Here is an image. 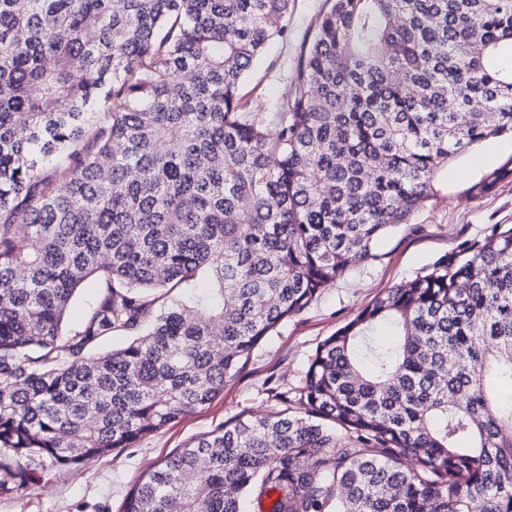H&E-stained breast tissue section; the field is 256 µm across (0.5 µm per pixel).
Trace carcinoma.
I'll use <instances>...</instances> for the list:
<instances>
[{"mask_svg": "<svg viewBox=\"0 0 512 512\" xmlns=\"http://www.w3.org/2000/svg\"><path fill=\"white\" fill-rule=\"evenodd\" d=\"M291 2L0 0V493L211 404L449 160L512 131V0H325L291 96L245 111ZM204 276L215 299L169 304ZM274 398L121 512H247L255 490L272 512H512V225L376 297ZM104 292L103 282L97 277L88 279L78 290L74 303L64 322L66 331L77 329L100 301Z\"/></svg>", "mask_w": 512, "mask_h": 512, "instance_id": "cac0c4a2", "label": "carcinoma"}]
</instances>
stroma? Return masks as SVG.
<instances>
[{
	"label": "stroma",
	"instance_id": "1",
	"mask_svg": "<svg viewBox=\"0 0 512 512\" xmlns=\"http://www.w3.org/2000/svg\"><path fill=\"white\" fill-rule=\"evenodd\" d=\"M323 6L324 0H294L288 38L267 48L245 82L246 111L272 112L287 100L301 39ZM502 166L512 168L510 133L455 157L436 177V197L377 245L375 259L351 267L266 336L245 370L209 406L80 472L49 471L38 484L0 494V512H120L140 475L176 449L224 422L276 410L275 393L297 387L317 347L358 310L411 280L439 256L484 237L495 225L512 224V177L485 193L476 188L487 173Z\"/></svg>",
	"mask_w": 512,
	"mask_h": 512
}]
</instances>
